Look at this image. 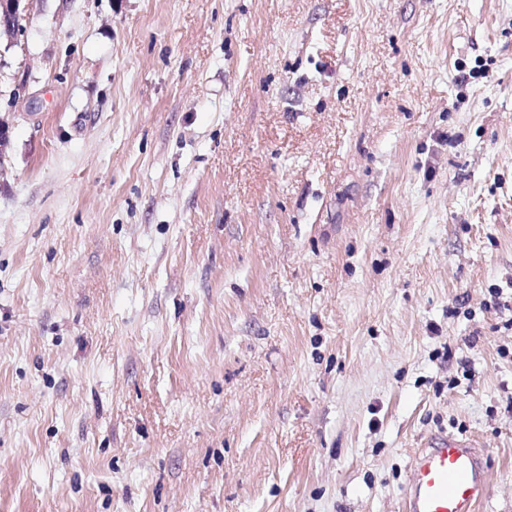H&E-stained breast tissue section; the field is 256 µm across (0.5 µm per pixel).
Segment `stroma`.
Wrapping results in <instances>:
<instances>
[{
    "instance_id": "1",
    "label": "stroma",
    "mask_w": 512,
    "mask_h": 512,
    "mask_svg": "<svg viewBox=\"0 0 512 512\" xmlns=\"http://www.w3.org/2000/svg\"><path fill=\"white\" fill-rule=\"evenodd\" d=\"M0 120V512H512V0H26ZM488 452L472 439L447 436L411 461L406 512H476L489 491Z\"/></svg>"
}]
</instances>
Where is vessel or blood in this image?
<instances>
[{
    "mask_svg": "<svg viewBox=\"0 0 512 512\" xmlns=\"http://www.w3.org/2000/svg\"><path fill=\"white\" fill-rule=\"evenodd\" d=\"M486 449L455 436L438 439L411 461L406 512H477L489 491Z\"/></svg>",
    "mask_w": 512,
    "mask_h": 512,
    "instance_id": "1",
    "label": "vessel or blood"
}]
</instances>
